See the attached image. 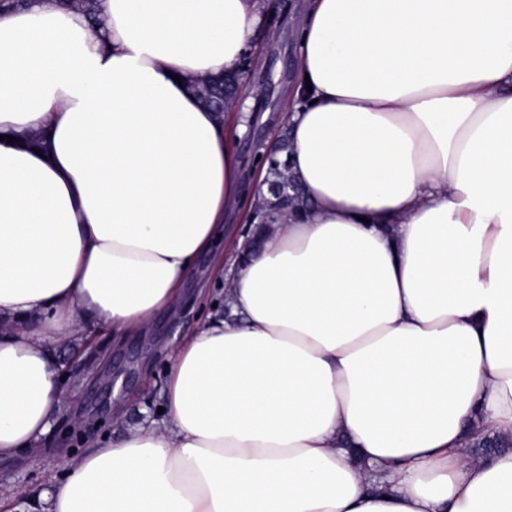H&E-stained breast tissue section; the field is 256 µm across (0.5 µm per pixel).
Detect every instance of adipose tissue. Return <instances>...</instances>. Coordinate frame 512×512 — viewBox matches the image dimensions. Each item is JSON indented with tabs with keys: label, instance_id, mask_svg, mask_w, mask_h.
<instances>
[{
	"label": "adipose tissue",
	"instance_id": "ef3b65f1",
	"mask_svg": "<svg viewBox=\"0 0 512 512\" xmlns=\"http://www.w3.org/2000/svg\"><path fill=\"white\" fill-rule=\"evenodd\" d=\"M57 0L0 15V461L40 460L58 342L146 332L200 256L209 311L163 410L28 512H512V0H308L286 110L305 202L214 246L229 116L268 0ZM232 78L217 77L204 81H193L192 89L198 99L214 112L224 113V84Z\"/></svg>",
	"mask_w": 512,
	"mask_h": 512
}]
</instances>
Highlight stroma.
<instances>
[{
    "mask_svg": "<svg viewBox=\"0 0 512 512\" xmlns=\"http://www.w3.org/2000/svg\"><path fill=\"white\" fill-rule=\"evenodd\" d=\"M270 22L267 29L254 37L255 55L250 65L246 85L261 90L260 117L252 122L251 139H239L242 158L251 159V141L269 140L275 131L284 129V111L288 105V88L293 82L299 58L296 23L305 7V0H269ZM202 311L196 304H186L173 318L156 321L153 335L126 336L114 340L110 330L97 333L100 347L122 348L126 358L121 371L128 377L126 392H111L100 398L84 388L74 394L73 414L84 415L96 435H115L143 418L146 406H158L164 380V363L169 346L193 327ZM55 475L54 469L31 460L10 464L0 463V496L5 497L19 488L42 491Z\"/></svg>",
    "mask_w": 512,
    "mask_h": 512,
    "instance_id": "obj_1",
    "label": "stroma"
}]
</instances>
